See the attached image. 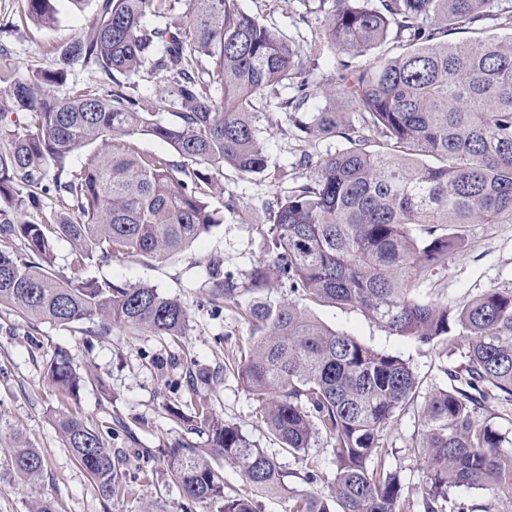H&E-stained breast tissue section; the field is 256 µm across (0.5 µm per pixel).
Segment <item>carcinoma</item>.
I'll return each instance as SVG.
<instances>
[{
	"instance_id": "obj_1",
	"label": "carcinoma",
	"mask_w": 512,
	"mask_h": 512,
	"mask_svg": "<svg viewBox=\"0 0 512 512\" xmlns=\"http://www.w3.org/2000/svg\"><path fill=\"white\" fill-rule=\"evenodd\" d=\"M328 1L318 44L348 59L338 87L321 90L325 104L297 120L300 162L312 175L266 203L276 260L254 270L253 286L289 281L312 303L356 308L394 334L444 346L464 366L445 369L449 384L425 399L411 445L424 467L411 493L383 446L385 428L418 395L410 364L324 326L292 301H256L245 310L253 341L232 370L288 453L306 451L320 432L336 441L330 494L288 487L276 457L198 398V386L214 377L202 369L189 370L181 404L190 413H171L206 441L201 448L184 437L167 450L171 482L184 500L217 504L218 512H260L258 493L288 495L292 512H469L451 500L452 489L512 498L505 437L475 416L489 396L512 400V291L490 288L457 307L424 300L421 285L461 249V225L512 223V35L447 39L488 19L512 29V9L493 12L496 0H382L379 8L371 0H319V7ZM55 2L26 0L25 14L49 26ZM175 8L176 0H98L96 21L45 67L0 81V119L21 110L35 128L4 130L0 148V307L61 328L89 322L94 337L122 328L178 346L188 335L191 314L178 300L147 284L85 278L84 266L163 258L220 223L203 187L226 168L242 175L268 168L256 103L276 99L277 108L297 112L316 84L303 46L244 12L239 0H183L171 21ZM393 32L400 53L355 64ZM77 65L96 67L112 89L55 94ZM145 66L155 94L134 97L119 77ZM290 80L298 94L283 98ZM338 94L356 104L360 124L336 111ZM338 133L348 146L314 158L312 141ZM135 135L164 141L175 159L113 147ZM87 146L96 151L70 166ZM40 192L55 194L59 209L35 224L22 214L39 205ZM56 238L71 245L68 276L53 269ZM207 277L215 310L234 302L223 260L210 261ZM46 370L63 400L90 380L106 388L61 350ZM54 425L104 501L125 493L109 446L112 423L93 427L63 415ZM7 453L19 479L41 476L38 449L17 440ZM216 460L238 466L250 491L226 492Z\"/></svg>"
}]
</instances>
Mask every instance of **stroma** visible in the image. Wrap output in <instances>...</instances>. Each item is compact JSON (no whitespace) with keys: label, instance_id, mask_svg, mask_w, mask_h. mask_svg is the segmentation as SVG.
Here are the masks:
<instances>
[{"label":"stroma","instance_id":"stroma-1","mask_svg":"<svg viewBox=\"0 0 512 512\" xmlns=\"http://www.w3.org/2000/svg\"><path fill=\"white\" fill-rule=\"evenodd\" d=\"M24 0H0V43L10 51L9 63L23 71L47 65L53 51L71 42L90 27L97 14L95 0L75 7L58 0L56 22L40 28L22 17ZM244 11L268 20L299 44L318 37L326 20L318 0H240ZM268 168L261 175H242L225 170L222 190L210 192L207 201L222 221L213 225L188 248L162 260L128 257L108 264L90 263L86 275L109 279L121 285L146 283L176 298L192 315L191 329L181 349L161 337L147 333L116 331L87 342L84 324L62 329L51 323L30 325L7 308L0 309V408L5 409L13 428L24 442L39 449L45 459L42 477L22 485L10 467L9 439L0 440V512H29L36 501H50L56 512H218L217 505H186L172 485L163 448L182 438L181 421L168 415L178 402L176 386L186 380V363L213 371L214 380L201 386L200 394L224 418L225 424L241 429L256 447L276 456L287 471L289 486L303 491L327 493L334 469V439L319 433L305 453L281 451L240 379L226 365L232 355L248 344L252 326L244 311L259 297L273 301H301V293L288 284L257 290L250 275L259 265L272 263L268 249V213L260 202L272 198L280 188L301 182L310 171L299 163L298 130L292 114L275 103L256 105ZM236 198L237 211L225 207ZM462 248L445 268L436 270L422 286V296L456 306L491 288L512 290V224H467L461 228ZM224 261V272L238 286L233 303L223 312L211 310L207 298L211 285L206 277L210 260ZM308 311L324 325L353 336L372 348L409 362L420 381L423 394L447 384L444 367L457 365L443 347L425 345L410 336H400L369 319L359 310L328 303H311ZM69 355L81 372L103 378L106 390L83 387L77 399L61 400L46 377V361L56 349ZM415 399L386 428L383 444L390 461L400 467L404 482L417 489L422 461L410 444L421 429L424 401ZM72 412L87 423L123 422L124 430L112 439V450L122 462V481L130 493L104 504L87 472L75 461L57 437L52 417L55 412ZM316 468L319 478L307 483L301 475Z\"/></svg>","mask_w":512,"mask_h":512}]
</instances>
